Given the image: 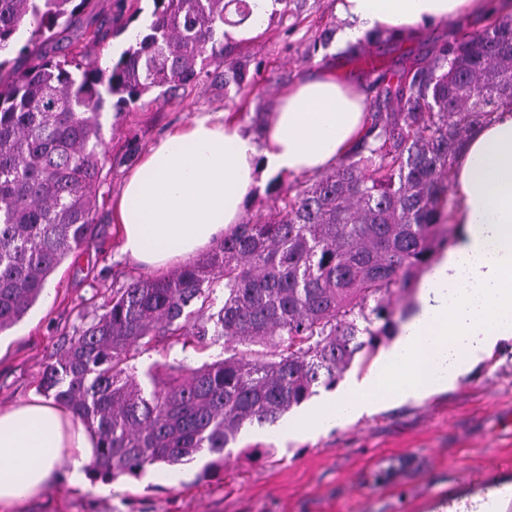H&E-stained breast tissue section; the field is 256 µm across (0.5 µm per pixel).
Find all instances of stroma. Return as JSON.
Returning <instances> with one entry per match:
<instances>
[{
	"instance_id": "35a3bbf8",
	"label": "stroma",
	"mask_w": 512,
	"mask_h": 512,
	"mask_svg": "<svg viewBox=\"0 0 512 512\" xmlns=\"http://www.w3.org/2000/svg\"><path fill=\"white\" fill-rule=\"evenodd\" d=\"M337 0H293L285 17L264 21L256 34L232 41L225 64L245 65L252 88L240 91L223 80H204L169 94L151 92L101 117L106 179L96 190L97 231L103 246L70 255L49 277L40 299L23 319L0 334V408L38 395L45 366L55 362L75 331L102 312L113 289L140 275L120 253L112 202L126 175L168 128L197 112L224 111L245 131L262 139L284 88L301 71L328 68L357 85L369 109L384 112V88L410 68L433 62L440 48L462 34L481 32L486 18L464 25L434 27L424 35L368 37L363 50L339 48L336 34L346 25ZM153 0H96L84 24L110 25L127 18L126 28L108 36L101 63H115L143 30ZM375 53L378 70L365 72L362 51ZM291 177H258L241 220L270 216L277 189ZM224 340L208 350L161 343L139 348L133 364L145 373L155 363L181 361L191 367L223 358ZM205 458L182 465V481L171 482L172 468H153L139 478H119L108 492L51 483L15 512H433L480 493L500 480L512 483V338L465 373L452 390L419 402L386 406L343 427L309 437L288 438L274 425L244 429L230 448L223 472L201 477Z\"/></svg>"
}]
</instances>
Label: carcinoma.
<instances>
[{
    "instance_id": "obj_1",
    "label": "carcinoma",
    "mask_w": 512,
    "mask_h": 512,
    "mask_svg": "<svg viewBox=\"0 0 512 512\" xmlns=\"http://www.w3.org/2000/svg\"><path fill=\"white\" fill-rule=\"evenodd\" d=\"M147 33L111 66L86 51L105 38L84 29L59 57L46 51L93 0H0V333L15 326L71 254L98 239L96 187L105 180L104 93L121 109L163 88L227 76L224 26L251 19L248 0H153ZM405 75L387 112L331 171L277 195L275 215L239 224L210 253L167 276L113 291L38 388L95 437L92 481L138 478L206 452L201 477L224 468L242 430L276 423L331 388L360 354L397 327L391 297L409 289L455 228L448 186L473 132L512 109V20L494 18ZM224 301L213 309L215 286ZM185 336L245 344L191 368L150 370L132 350Z\"/></svg>"
}]
</instances>
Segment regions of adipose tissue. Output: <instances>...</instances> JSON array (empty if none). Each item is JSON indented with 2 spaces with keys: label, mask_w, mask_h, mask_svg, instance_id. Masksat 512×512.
<instances>
[{
  "label": "adipose tissue",
  "mask_w": 512,
  "mask_h": 512,
  "mask_svg": "<svg viewBox=\"0 0 512 512\" xmlns=\"http://www.w3.org/2000/svg\"><path fill=\"white\" fill-rule=\"evenodd\" d=\"M502 0H339L341 41L391 31L420 36L450 21L487 16ZM366 97L325 68L293 82L263 142L220 112H199L164 134L125 181L116 202L121 252L154 268L186 260L239 224L258 172L311 176L345 156L365 120ZM457 226L426 276L418 308L361 378L310 405L285 434L344 426L385 402L447 390L499 339L512 337V110L465 142L453 180ZM94 441L53 400L0 409V512L41 494L57 474L85 483Z\"/></svg>",
  "instance_id": "ef3b65f1"
}]
</instances>
